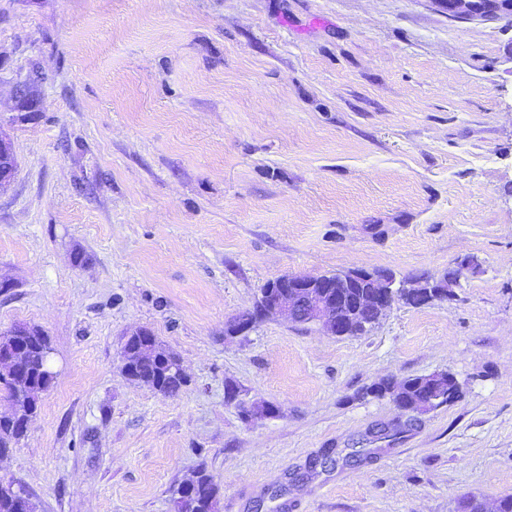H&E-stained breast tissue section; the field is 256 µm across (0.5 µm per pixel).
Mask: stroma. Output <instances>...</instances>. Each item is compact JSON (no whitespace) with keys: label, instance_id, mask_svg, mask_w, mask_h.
<instances>
[{"label":"stroma","instance_id":"obj_1","mask_svg":"<svg viewBox=\"0 0 512 512\" xmlns=\"http://www.w3.org/2000/svg\"><path fill=\"white\" fill-rule=\"evenodd\" d=\"M0 138V332L41 329L55 373L0 482L39 512H173L202 467L216 512L512 496L511 23L444 0H0ZM464 255L449 298L356 336L224 333L284 275ZM140 327L179 356L177 395L122 374ZM442 372L459 396L426 412L369 392Z\"/></svg>","mask_w":512,"mask_h":512}]
</instances>
